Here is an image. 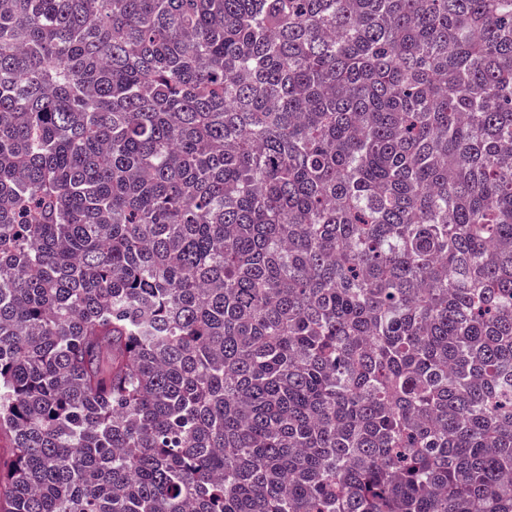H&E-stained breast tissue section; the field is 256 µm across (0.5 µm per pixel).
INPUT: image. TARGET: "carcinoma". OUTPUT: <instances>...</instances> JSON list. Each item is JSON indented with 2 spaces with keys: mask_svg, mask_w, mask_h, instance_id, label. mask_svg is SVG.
I'll list each match as a JSON object with an SVG mask.
<instances>
[{
  "mask_svg": "<svg viewBox=\"0 0 512 512\" xmlns=\"http://www.w3.org/2000/svg\"><path fill=\"white\" fill-rule=\"evenodd\" d=\"M0 512H512V0H0Z\"/></svg>",
  "mask_w": 512,
  "mask_h": 512,
  "instance_id": "obj_1",
  "label": "carcinoma"
}]
</instances>
